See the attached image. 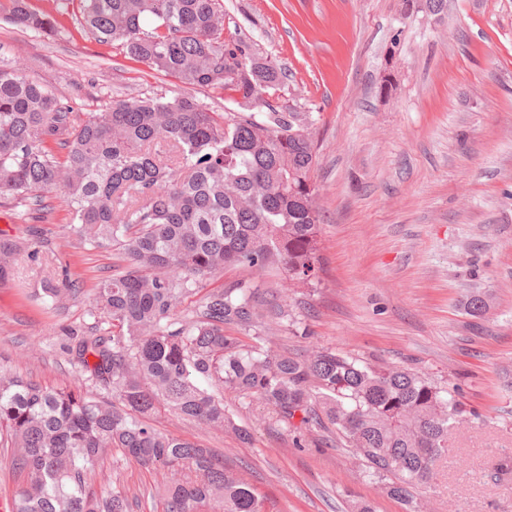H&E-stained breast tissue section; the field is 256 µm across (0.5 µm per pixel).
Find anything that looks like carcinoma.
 <instances>
[{
  "instance_id": "cac0c4a2",
  "label": "carcinoma",
  "mask_w": 512,
  "mask_h": 512,
  "mask_svg": "<svg viewBox=\"0 0 512 512\" xmlns=\"http://www.w3.org/2000/svg\"><path fill=\"white\" fill-rule=\"evenodd\" d=\"M10 2L11 23L58 31L53 14ZM81 3L82 28L98 43L117 42L125 56L188 87L229 89L238 109L218 114L187 93L118 100L82 118L75 103L0 54V200L27 207V220L60 192L79 240L127 261L97 286L112 334L69 347L92 387L0 376V437L16 449L12 469L27 478L13 512H130L124 492L97 485L98 461L110 451L173 471L164 512H266L265 496L224 466L223 453L151 422L163 407L246 440L226 390L267 409L299 448L316 428L336 434L364 476L413 505L453 456L449 433L486 417L411 368L339 348L290 356L270 345L276 327L298 324L282 295L313 285L320 271L316 146L304 113L269 103L281 68L246 41L224 38L223 0ZM228 267L275 268L288 287L239 281L180 311Z\"/></svg>"
}]
</instances>
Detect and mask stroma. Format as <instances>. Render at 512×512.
Listing matches in <instances>:
<instances>
[{"label": "stroma", "instance_id": "1", "mask_svg": "<svg viewBox=\"0 0 512 512\" xmlns=\"http://www.w3.org/2000/svg\"><path fill=\"white\" fill-rule=\"evenodd\" d=\"M0 0V52L82 111L134 96L173 98L178 80L157 74L81 33L80 0H30L55 11L56 34L10 23ZM225 37H239L284 71L275 102L310 116L311 173L320 212L319 280L279 327L275 349L340 348L381 366H404L487 417L450 441L465 469L448 465L419 499L422 512H512V0H224ZM388 94H380L384 78ZM44 219L22 222L0 203V240L17 247L0 280V373L49 388L84 379L74 336L110 334L95 308L99 281L122 261L80 243L63 195ZM59 289L58 298L46 291ZM485 295L483 316L468 295ZM224 402L248 441L171 412L162 432L223 452L246 468L271 512H410L363 478L353 451L327 432L295 448L293 433L249 400ZM169 477L103 456L98 481L118 485L133 512H163Z\"/></svg>", "mask_w": 512, "mask_h": 512}]
</instances>
